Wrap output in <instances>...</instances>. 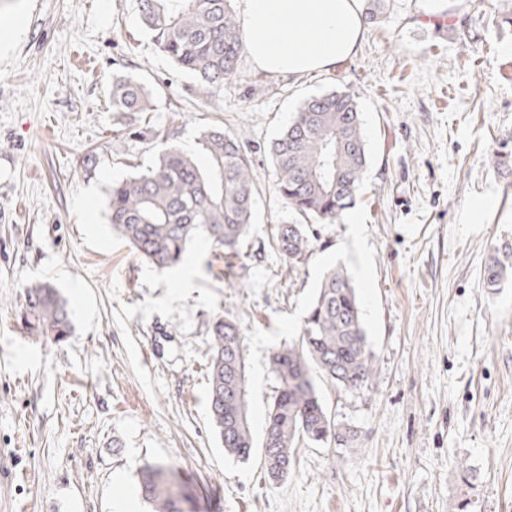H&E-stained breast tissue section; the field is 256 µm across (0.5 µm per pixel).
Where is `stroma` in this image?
Returning <instances> with one entry per match:
<instances>
[{"mask_svg": "<svg viewBox=\"0 0 512 512\" xmlns=\"http://www.w3.org/2000/svg\"><path fill=\"white\" fill-rule=\"evenodd\" d=\"M25 26L0 54V512H148L147 462L176 466L192 512H512V0H385L334 70L270 75L241 57L223 89L192 85L142 31L135 0H0ZM152 109L111 107L114 75ZM350 92L369 166L356 204L314 225L287 273L268 148L307 98ZM243 132L260 186L237 287L208 242L159 270L113 231V182L148 166L157 133L196 151L203 128ZM344 264L375 372L321 387L348 447L299 448L287 479L224 454L207 412L209 328L237 319L252 431L277 387L269 356L298 339L322 274ZM48 281L74 332L30 335L25 287Z\"/></svg>", "mask_w": 512, "mask_h": 512, "instance_id": "35a3bbf8", "label": "stroma"}]
</instances>
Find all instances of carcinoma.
Instances as JSON below:
<instances>
[{"mask_svg": "<svg viewBox=\"0 0 512 512\" xmlns=\"http://www.w3.org/2000/svg\"><path fill=\"white\" fill-rule=\"evenodd\" d=\"M142 28L154 44L196 84L208 91L236 77L245 52L232 0H136ZM151 100L139 79L117 74L112 81V111L148 112ZM153 165L113 184L108 218L136 256L156 268L179 265L196 240L215 250L212 276L231 285L253 221L258 187L253 162L242 138L218 126L200 134L206 163L167 143ZM278 195L291 219L277 225L275 249L288 273L312 253L309 224H335L355 205L368 165L364 123L354 97L331 91L307 100L270 145ZM508 259L494 257L486 284L508 278ZM21 319L35 336L62 341L72 333L67 301L49 283L26 289ZM208 411L224 453L250 460L261 448V463L271 481L288 477L294 449L351 444L356 432L336 422L319 385L343 391L366 387L375 371L368 349L356 288L346 268H329L315 289L299 340L272 350L270 369L279 386L266 415L261 445L248 416L244 336L233 319L217 316L210 328ZM137 490L152 512H187L192 492L176 467L146 463L137 472Z\"/></svg>", "mask_w": 512, "mask_h": 512, "instance_id": "carcinoma-1", "label": "carcinoma"}]
</instances>
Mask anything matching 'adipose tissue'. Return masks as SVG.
Returning a JSON list of instances; mask_svg holds the SVG:
<instances>
[{"label": "adipose tissue", "instance_id": "1", "mask_svg": "<svg viewBox=\"0 0 512 512\" xmlns=\"http://www.w3.org/2000/svg\"><path fill=\"white\" fill-rule=\"evenodd\" d=\"M253 67L303 76L331 70L363 37L360 0H236Z\"/></svg>", "mask_w": 512, "mask_h": 512}]
</instances>
